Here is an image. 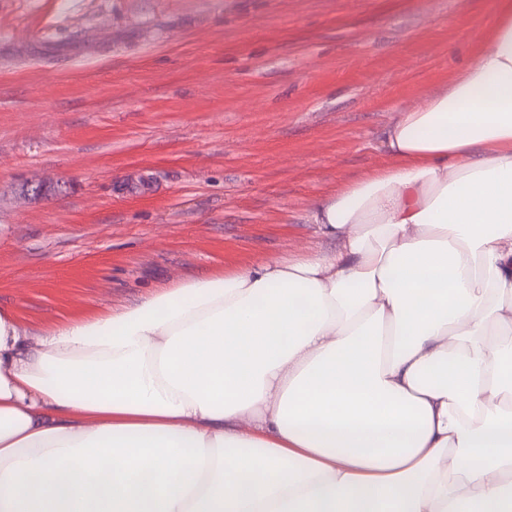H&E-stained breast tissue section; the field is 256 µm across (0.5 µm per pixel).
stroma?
<instances>
[{"mask_svg":"<svg viewBox=\"0 0 512 512\" xmlns=\"http://www.w3.org/2000/svg\"><path fill=\"white\" fill-rule=\"evenodd\" d=\"M495 7L0 0V309L42 334L326 248L309 209L384 163Z\"/></svg>","mask_w":512,"mask_h":512,"instance_id":"1","label":"stroma"}]
</instances>
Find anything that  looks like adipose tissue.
I'll return each mask as SVG.
<instances>
[{
	"mask_svg": "<svg viewBox=\"0 0 512 512\" xmlns=\"http://www.w3.org/2000/svg\"><path fill=\"white\" fill-rule=\"evenodd\" d=\"M383 151L330 252L0 311V512H512V0Z\"/></svg>",
	"mask_w": 512,
	"mask_h": 512,
	"instance_id": "1",
	"label": "adipose tissue"
}]
</instances>
